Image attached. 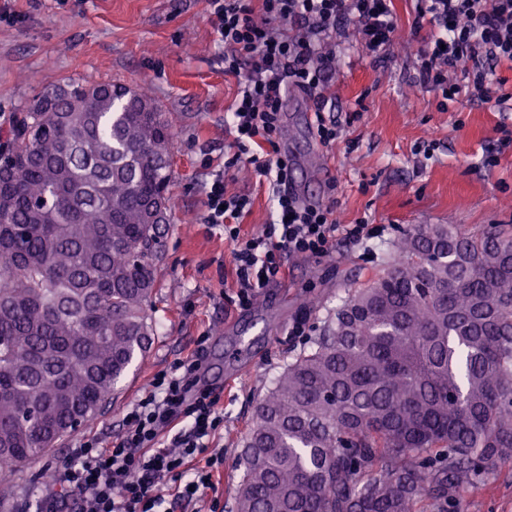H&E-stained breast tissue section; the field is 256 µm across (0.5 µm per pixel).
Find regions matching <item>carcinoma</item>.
I'll return each mask as SVG.
<instances>
[{"label":"carcinoma","mask_w":512,"mask_h":512,"mask_svg":"<svg viewBox=\"0 0 512 512\" xmlns=\"http://www.w3.org/2000/svg\"><path fill=\"white\" fill-rule=\"evenodd\" d=\"M172 134L149 93L69 79L0 144V461L97 415L151 341ZM234 512L436 509L512 465V226L421 224L258 404Z\"/></svg>","instance_id":"cac0c4a2"}]
</instances>
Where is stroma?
Segmentation results:
<instances>
[{
  "label": "stroma",
  "instance_id": "stroma-1",
  "mask_svg": "<svg viewBox=\"0 0 512 512\" xmlns=\"http://www.w3.org/2000/svg\"><path fill=\"white\" fill-rule=\"evenodd\" d=\"M0 21V129L44 88L73 78L148 86L172 131V221L150 311L153 343L98 417L59 441L36 463L0 468V512H28L58 479L69 448L84 437L119 433L128 404L153 374L206 347L204 381L219 394L224 430L210 445L224 451V477L198 507L229 512L242 468V439L254 409L293 357L308 350L327 315L351 288L381 269L392 244L420 224L472 231L512 225V97L459 99L420 83L412 25L416 0H393L396 45L389 56L365 55L353 27L336 38L332 106L343 135L312 151L298 111L285 112L283 141L316 199L341 224L375 227L355 244L337 238L322 258H288L285 279L236 302L234 243L207 223L206 189L224 176L229 191L250 197L242 236L273 218L265 178L241 163L225 169L233 137L224 124L239 83L224 72V51L206 0H10ZM495 157L494 166L485 158ZM304 322L303 336L289 335ZM450 512H512V466L465 490Z\"/></svg>",
  "mask_w": 512,
  "mask_h": 512
}]
</instances>
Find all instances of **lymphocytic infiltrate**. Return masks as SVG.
I'll return each instance as SVG.
<instances>
[{
  "label": "lymphocytic infiltrate",
  "instance_id": "lymphocytic-infiltrate-1",
  "mask_svg": "<svg viewBox=\"0 0 512 512\" xmlns=\"http://www.w3.org/2000/svg\"><path fill=\"white\" fill-rule=\"evenodd\" d=\"M208 13L224 47V72L239 77L240 98L230 132L240 154L267 177L277 219L241 238L238 220L248 196L228 192L216 178L206 193L210 224H220L234 242L239 306L287 274L291 256L321 258L337 234L360 241L373 237L366 224L337 223L332 209L301 200L291 187V161L276 147L282 131L280 102L288 90L313 94L316 133L322 144L339 138L326 120L325 93L336 60V36L354 25L362 51L374 58L391 50L397 20L392 0H207ZM415 31L425 32L420 81L445 100L488 102L502 89L493 63H512V0H417ZM491 67L476 66L478 56ZM265 142L274 155L255 153ZM204 347L167 370L132 403L119 434L90 437L73 448L61 487H49L35 512H158L165 480H185L174 497L197 503L224 465V453L206 440L221 428L218 397L201 387Z\"/></svg>",
  "mask_w": 512,
  "mask_h": 512
}]
</instances>
